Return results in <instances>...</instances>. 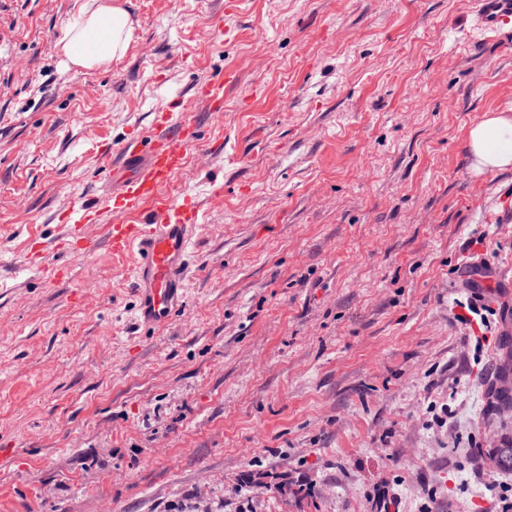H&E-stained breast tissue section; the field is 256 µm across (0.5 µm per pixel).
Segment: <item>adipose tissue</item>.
Listing matches in <instances>:
<instances>
[{"instance_id":"1","label":"adipose tissue","mask_w":512,"mask_h":512,"mask_svg":"<svg viewBox=\"0 0 512 512\" xmlns=\"http://www.w3.org/2000/svg\"><path fill=\"white\" fill-rule=\"evenodd\" d=\"M129 17L120 6L99 5L86 19L68 27L60 41L64 67L90 69L111 63L127 50ZM468 149L475 172L512 167V112H495L468 131Z\"/></svg>"}]
</instances>
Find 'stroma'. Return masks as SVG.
<instances>
[{
  "label": "stroma",
  "instance_id": "stroma-1",
  "mask_svg": "<svg viewBox=\"0 0 512 512\" xmlns=\"http://www.w3.org/2000/svg\"><path fill=\"white\" fill-rule=\"evenodd\" d=\"M103 2L0 0V512H498L501 315L456 316L476 259L512 275V168L466 149L512 108V36L465 45L471 0H114L123 57L64 68ZM175 103L201 140L161 193L200 223L183 309L145 331L111 215L65 279L26 244L59 261L105 145ZM196 97L206 101L212 112L224 109V74L217 78L201 80L195 86ZM44 245L42 242L34 241L30 247L29 257L34 265L44 273L48 278L53 280L63 279L67 273L66 265L63 263H54L42 266L41 259L44 255Z\"/></svg>",
  "mask_w": 512,
  "mask_h": 512
}]
</instances>
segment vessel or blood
Returning a JSON list of instances; mask_svg holds the SVG:
<instances>
[{
    "mask_svg": "<svg viewBox=\"0 0 512 512\" xmlns=\"http://www.w3.org/2000/svg\"><path fill=\"white\" fill-rule=\"evenodd\" d=\"M473 5L477 34H512V0H473ZM195 95L206 101L211 111H223V78L197 82ZM198 140V126L188 114L156 113L148 135L129 136L119 146H108L110 173L118 177L119 185L105 206L90 202L79 211L66 209L60 215L67 231L56 241V251L83 256L97 247L96 240L86 234V225L100 221L102 210L111 211L105 243L112 254L138 255L134 291L138 322L144 327L167 325L182 302L199 214L192 200H165L161 189L182 169L188 149ZM43 255V243L33 242L32 263L42 265ZM42 267L53 280L67 273L62 263Z\"/></svg>",
    "mask_w": 512,
    "mask_h": 512,
    "instance_id": "vessel-or-blood-1",
    "label": "vessel or blood"
}]
</instances>
